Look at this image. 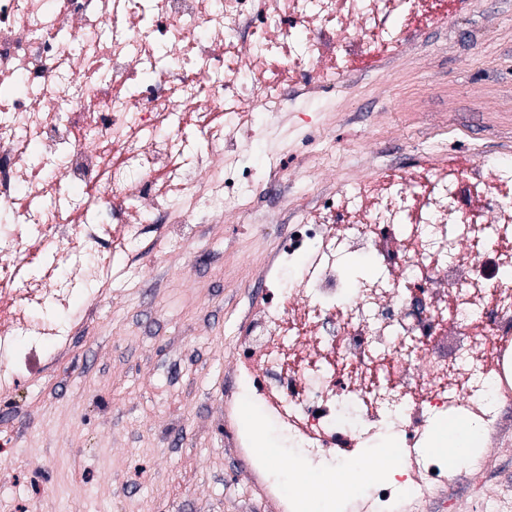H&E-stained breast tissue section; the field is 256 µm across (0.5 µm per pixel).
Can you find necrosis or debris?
I'll list each match as a JSON object with an SVG mask.
<instances>
[{
  "instance_id": "obj_1",
  "label": "necrosis or debris",
  "mask_w": 512,
  "mask_h": 512,
  "mask_svg": "<svg viewBox=\"0 0 512 512\" xmlns=\"http://www.w3.org/2000/svg\"><path fill=\"white\" fill-rule=\"evenodd\" d=\"M441 0H0V389L20 339L71 336L35 309L69 311L75 285L103 282L84 247L119 239L142 270L157 185L186 165L238 167L225 144L250 92L281 110L289 77L333 88L362 52L389 58L435 20ZM93 189L99 220L70 191ZM512 152L473 166L384 171L311 207L278 268L313 255L290 286L274 281L251 308L248 342L264 385L243 390L301 456L340 467L390 439L429 443L433 419L463 421L488 447L512 420ZM37 223H27L28 215ZM76 253L68 281L38 254ZM361 253L380 276L349 284L340 263Z\"/></svg>"
}]
</instances>
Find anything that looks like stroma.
<instances>
[{
	"instance_id": "stroma-1",
	"label": "stroma",
	"mask_w": 512,
	"mask_h": 512,
	"mask_svg": "<svg viewBox=\"0 0 512 512\" xmlns=\"http://www.w3.org/2000/svg\"><path fill=\"white\" fill-rule=\"evenodd\" d=\"M288 93L281 164L294 186L284 197L254 193L257 215L297 223L310 193L390 165L415 171L441 135L449 158L477 161L512 141V125H486L488 111L512 101V0L449 6L384 63L360 60L335 95ZM316 148L334 161L307 180L302 163ZM232 149L254 181L267 178L262 126ZM283 236L202 211L187 226L159 225L142 275L112 264L97 312L87 310L92 290L77 293L74 341H45L39 363H17L22 383L0 398V440L12 448L0 512H261L224 452V420L254 447L283 441L224 369Z\"/></svg>"
}]
</instances>
